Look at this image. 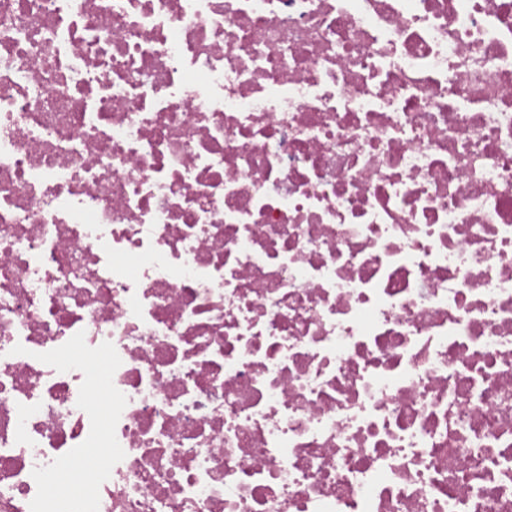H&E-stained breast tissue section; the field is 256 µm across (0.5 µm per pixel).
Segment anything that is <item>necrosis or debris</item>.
I'll list each match as a JSON object with an SVG mask.
<instances>
[{"label": "necrosis or debris", "mask_w": 512, "mask_h": 512, "mask_svg": "<svg viewBox=\"0 0 512 512\" xmlns=\"http://www.w3.org/2000/svg\"><path fill=\"white\" fill-rule=\"evenodd\" d=\"M0 512H512V0H0Z\"/></svg>", "instance_id": "1"}]
</instances>
